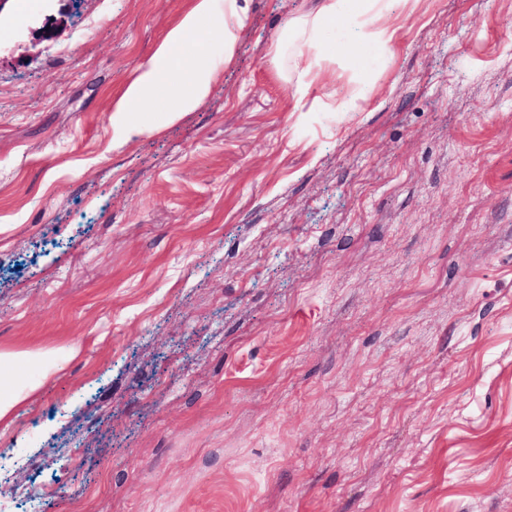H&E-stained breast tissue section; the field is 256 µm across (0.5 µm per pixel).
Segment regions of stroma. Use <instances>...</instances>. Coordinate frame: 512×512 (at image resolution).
I'll list each match as a JSON object with an SVG mask.
<instances>
[{
    "label": "stroma",
    "instance_id": "35a3bbf8",
    "mask_svg": "<svg viewBox=\"0 0 512 512\" xmlns=\"http://www.w3.org/2000/svg\"><path fill=\"white\" fill-rule=\"evenodd\" d=\"M191 0H0V512H512V0L325 62L252 0L162 132L112 98ZM43 358L39 353L28 351L0 352V422L11 420L18 406L41 387L42 382L37 380L23 390H16L13 380Z\"/></svg>",
    "mask_w": 512,
    "mask_h": 512
}]
</instances>
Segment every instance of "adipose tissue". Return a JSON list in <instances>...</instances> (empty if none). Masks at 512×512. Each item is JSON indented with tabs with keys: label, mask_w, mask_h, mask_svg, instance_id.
I'll return each instance as SVG.
<instances>
[{
	"label": "adipose tissue",
	"mask_w": 512,
	"mask_h": 512,
	"mask_svg": "<svg viewBox=\"0 0 512 512\" xmlns=\"http://www.w3.org/2000/svg\"><path fill=\"white\" fill-rule=\"evenodd\" d=\"M400 3L319 0L316 9L284 22L281 34L268 39L267 55L278 61L288 46V35L303 33L309 53L293 89L294 98H303L310 81L318 78L325 58L354 51L368 42L388 46L394 33L386 21ZM250 21V0H192L190 9L166 31L154 54L136 68L113 99L116 141L156 133V126L146 121V113L162 111L174 122L183 113L196 110L225 70L234 65L240 35ZM339 25L345 28L344 39L335 44L324 42L325 30ZM40 360V354L33 352H0V422L12 419L18 406L39 389L36 381L26 389H15L13 380Z\"/></svg>",
	"instance_id": "obj_1"
}]
</instances>
